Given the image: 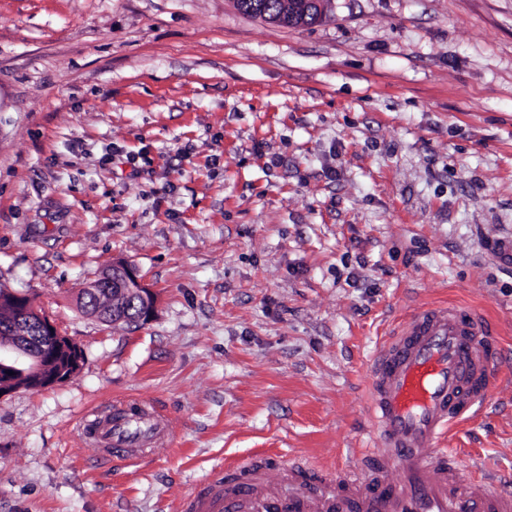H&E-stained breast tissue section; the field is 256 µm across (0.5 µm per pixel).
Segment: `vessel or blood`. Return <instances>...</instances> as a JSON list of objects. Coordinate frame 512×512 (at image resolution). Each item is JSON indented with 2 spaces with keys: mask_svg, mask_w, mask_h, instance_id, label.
Returning a JSON list of instances; mask_svg holds the SVG:
<instances>
[{
  "mask_svg": "<svg viewBox=\"0 0 512 512\" xmlns=\"http://www.w3.org/2000/svg\"><path fill=\"white\" fill-rule=\"evenodd\" d=\"M500 365L489 323L476 309L451 304L415 310L381 343L369 374L367 408L382 444L361 474L310 469L276 459L235 461L176 512H512L501 477L478 465L458 473L450 440L478 416ZM83 435L105 461L132 466L173 432L156 404L135 398L95 407Z\"/></svg>",
  "mask_w": 512,
  "mask_h": 512,
  "instance_id": "vessel-or-blood-1",
  "label": "vessel or blood"
}]
</instances>
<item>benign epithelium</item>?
Here are the masks:
<instances>
[{
    "label": "benign epithelium",
    "instance_id": "benign-epithelium-1",
    "mask_svg": "<svg viewBox=\"0 0 512 512\" xmlns=\"http://www.w3.org/2000/svg\"><path fill=\"white\" fill-rule=\"evenodd\" d=\"M330 0H289L282 14L286 21L320 22L327 15ZM114 287L126 298L143 305L142 318L151 319L156 297L138 270L117 262L112 270L84 286L86 291ZM0 394L18 389L38 390L65 381L80 369L81 350L61 335L53 322L21 293L0 294Z\"/></svg>",
    "mask_w": 512,
    "mask_h": 512
}]
</instances>
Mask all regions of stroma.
Here are the masks:
<instances>
[{"instance_id":"stroma-1","label":"stroma","mask_w":512,"mask_h":512,"mask_svg":"<svg viewBox=\"0 0 512 512\" xmlns=\"http://www.w3.org/2000/svg\"><path fill=\"white\" fill-rule=\"evenodd\" d=\"M123 260L154 317L83 313ZM0 288L79 373L0 398V512H175L259 452L363 467L377 342L472 305L500 370L456 445L512 493V0H331L305 27L235 0H0ZM163 404L115 467L87 409Z\"/></svg>"}]
</instances>
